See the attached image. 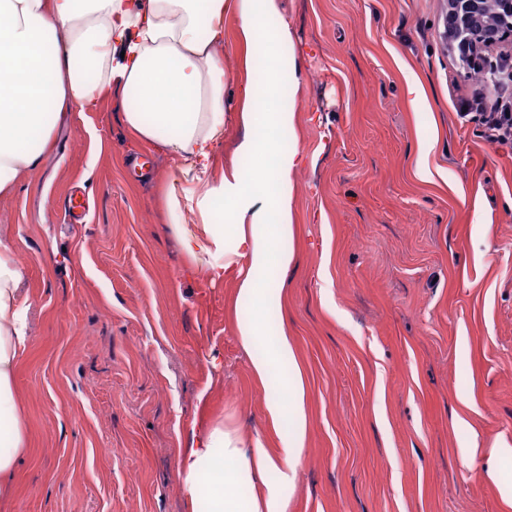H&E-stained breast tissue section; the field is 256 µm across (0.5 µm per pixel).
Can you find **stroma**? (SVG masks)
Segmentation results:
<instances>
[{
    "label": "stroma",
    "instance_id": "35a3bbf8",
    "mask_svg": "<svg viewBox=\"0 0 512 512\" xmlns=\"http://www.w3.org/2000/svg\"><path fill=\"white\" fill-rule=\"evenodd\" d=\"M280 6L306 162L298 262L266 319L310 386L288 512H512L482 477L493 441L512 443V149L459 117L479 85L442 38L447 0ZM122 112L109 94L70 113L39 178L0 196L30 305L14 379L29 447L0 512H189L175 469L193 424L252 435L288 374L253 379L234 282L182 276L154 192L173 163Z\"/></svg>",
    "mask_w": 512,
    "mask_h": 512
}]
</instances>
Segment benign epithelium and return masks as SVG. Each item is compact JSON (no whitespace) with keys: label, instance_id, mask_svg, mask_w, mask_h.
I'll return each mask as SVG.
<instances>
[{"label":"benign epithelium","instance_id":"1","mask_svg":"<svg viewBox=\"0 0 512 512\" xmlns=\"http://www.w3.org/2000/svg\"><path fill=\"white\" fill-rule=\"evenodd\" d=\"M448 48L478 70L501 69L509 58L493 63L488 54L512 43V0H448L445 15Z\"/></svg>","mask_w":512,"mask_h":512}]
</instances>
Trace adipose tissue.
<instances>
[{"mask_svg":"<svg viewBox=\"0 0 512 512\" xmlns=\"http://www.w3.org/2000/svg\"><path fill=\"white\" fill-rule=\"evenodd\" d=\"M229 13L240 20L245 47V78L233 102L224 95L220 55ZM290 38L280 0H0V193L36 175L67 113L93 111L120 89L130 136L174 162L158 194L186 273L232 280L238 302L252 308L237 334L259 384L275 367L288 368L279 394L264 402L275 444L217 422L192 427L176 461L190 512H288L308 440L304 366L287 328L271 335L266 323L297 263L292 174L301 153L280 147L295 129L293 111L281 105V48ZM229 111L244 134L237 164L215 179L213 150ZM244 160L262 176L245 179ZM187 211L196 219L190 226L182 222ZM271 270L274 290L263 286ZM21 282L14 250L0 240V487L7 489L28 446L13 387L28 340ZM245 485L253 489L247 498L239 494Z\"/></svg>","mask_w":512,"mask_h":512,"instance_id":"adipose-tissue-1","label":"adipose tissue"}]
</instances>
